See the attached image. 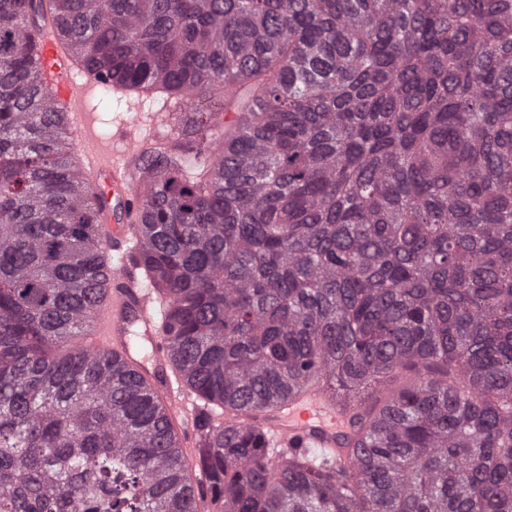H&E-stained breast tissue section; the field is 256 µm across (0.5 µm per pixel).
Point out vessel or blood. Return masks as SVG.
I'll use <instances>...</instances> for the list:
<instances>
[{
    "label": "vessel or blood",
    "mask_w": 512,
    "mask_h": 512,
    "mask_svg": "<svg viewBox=\"0 0 512 512\" xmlns=\"http://www.w3.org/2000/svg\"><path fill=\"white\" fill-rule=\"evenodd\" d=\"M36 50L41 79L55 107L64 112L70 136L79 147V159L94 179L103 234L124 244L117 253L108 298L95 318L92 333L82 339L81 345L87 350L120 348L128 321H138L142 336L153 346V358L134 360L133 365L154 379L157 395L169 411L180 413L181 447L193 446L197 410L190 405L183 379L166 373L169 353L161 334L165 303L151 289L138 287L129 276L139 245L131 238L128 224L140 205L130 182L142 150L143 134L161 137L168 124L167 115L149 113L146 125L122 126L113 142H106L98 136L94 117L86 110L96 82L76 80L73 58L52 28H43L38 34ZM265 426L271 437L282 444L332 448L342 429V418L324 395L307 393L268 413Z\"/></svg>",
    "instance_id": "obj_1"
}]
</instances>
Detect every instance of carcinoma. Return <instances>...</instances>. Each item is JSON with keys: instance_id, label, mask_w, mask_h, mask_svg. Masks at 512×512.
Returning a JSON list of instances; mask_svg holds the SVG:
<instances>
[{"instance_id": "obj_1", "label": "carcinoma", "mask_w": 512, "mask_h": 512, "mask_svg": "<svg viewBox=\"0 0 512 512\" xmlns=\"http://www.w3.org/2000/svg\"><path fill=\"white\" fill-rule=\"evenodd\" d=\"M188 120L136 271L199 416L75 348L112 243L33 50ZM222 96L215 97V91ZM235 115L225 123L219 114ZM309 391L336 449L259 417ZM512 512V0H0V512Z\"/></svg>"}]
</instances>
